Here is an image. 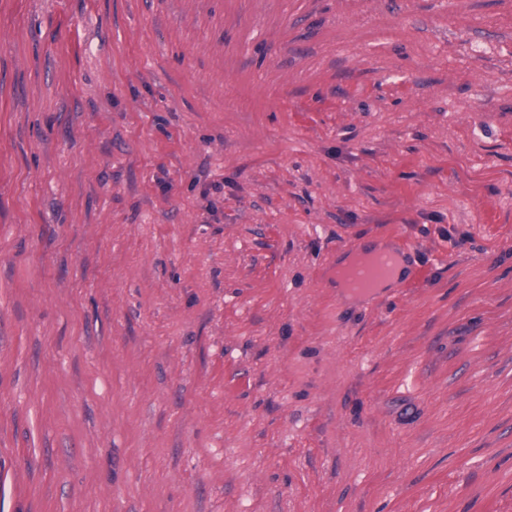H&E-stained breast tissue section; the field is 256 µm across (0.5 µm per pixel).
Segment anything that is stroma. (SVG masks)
Here are the masks:
<instances>
[{"label":"stroma","instance_id":"obj_1","mask_svg":"<svg viewBox=\"0 0 512 512\" xmlns=\"http://www.w3.org/2000/svg\"><path fill=\"white\" fill-rule=\"evenodd\" d=\"M0 512H512V0H0Z\"/></svg>","mask_w":512,"mask_h":512}]
</instances>
